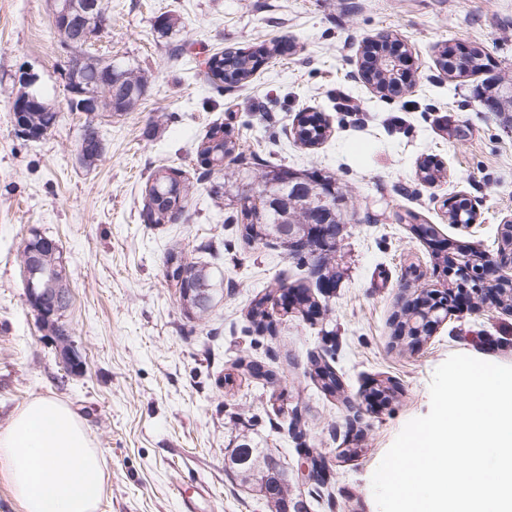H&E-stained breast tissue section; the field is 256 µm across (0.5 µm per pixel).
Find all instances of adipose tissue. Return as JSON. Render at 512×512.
Returning <instances> with one entry per match:
<instances>
[{"mask_svg": "<svg viewBox=\"0 0 512 512\" xmlns=\"http://www.w3.org/2000/svg\"><path fill=\"white\" fill-rule=\"evenodd\" d=\"M104 458L61 400L39 397L0 429V471L23 512H97Z\"/></svg>", "mask_w": 512, "mask_h": 512, "instance_id": "adipose-tissue-1", "label": "adipose tissue"}]
</instances>
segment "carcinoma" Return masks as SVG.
<instances>
[{
    "label": "carcinoma",
    "instance_id": "carcinoma-1",
    "mask_svg": "<svg viewBox=\"0 0 512 512\" xmlns=\"http://www.w3.org/2000/svg\"><path fill=\"white\" fill-rule=\"evenodd\" d=\"M368 59L369 75L366 79L379 93L388 97L396 94L390 70L383 67L382 57L365 52ZM112 66L116 76V86L112 95L101 94L105 105L112 112H128L141 99L146 78L137 67L118 62L110 64L96 61L85 66V72L78 77L79 82L91 83L96 72ZM254 55L243 51L225 53L211 59L209 67L211 79L216 84H239L247 80L256 70ZM488 66L487 58L479 51L466 55L454 54L447 46L442 51V67L448 75L465 77L478 73ZM486 105L494 112H512V96L504 94L502 78L487 79ZM56 112H42L34 105L25 112L15 113V125L20 127L18 136L26 140L44 138L55 126ZM83 149L78 151L81 162L92 164L104 154V144L98 124L88 120L83 126ZM326 134V124L321 115L301 116L297 135L300 141L313 145ZM238 157L236 142L224 131V127L210 129L197 147L198 163L205 175L224 174V159L231 155ZM178 169L159 165L153 168L146 180L152 185L153 206L150 215L155 224H175L185 213L195 186L186 179L174 177ZM216 194L227 200L231 212L225 222L241 225L242 237L248 243H275L283 253L297 264H309V255L317 254L321 276L315 278V287L329 288L336 282V245L342 240L346 225L349 224L347 193L330 175L313 170L298 171L286 165L267 166L253 171L244 167L230 174L226 181L217 185ZM328 200L321 201V196ZM40 254V269L57 280L66 279V268L62 264L59 248H44L41 238L31 236L21 245L20 256L27 260L33 252ZM166 279L179 290V297L188 299L195 317L199 320L214 307L219 292L224 288V279L217 278L209 264L193 260L175 248L168 252L166 259ZM280 300L284 311L294 310L303 315L320 314L318 302L308 289H291L284 282L275 288H265L250 304V318L258 330L270 326L268 303ZM404 319L396 324L395 335L402 333L412 336L424 320L436 319L442 313H431L427 308L416 310L411 304L403 308ZM314 377L320 382L322 391L330 396L341 394L342 387L336 372L327 364L315 362ZM229 468L241 482L255 489L259 496L266 498L269 512H285L288 504L289 487L285 473L278 461L266 448H252L243 444L230 456Z\"/></svg>",
    "mask_w": 512,
    "mask_h": 512
}]
</instances>
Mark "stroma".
<instances>
[{"instance_id":"1","label":"stroma","mask_w":512,"mask_h":512,"mask_svg":"<svg viewBox=\"0 0 512 512\" xmlns=\"http://www.w3.org/2000/svg\"><path fill=\"white\" fill-rule=\"evenodd\" d=\"M52 12L53 0H0V429L35 398L69 404L104 457L98 512H181L182 490L201 482L213 494L202 512H268L229 468L242 444L272 450L289 503L304 512H378L372 475L404 425L428 414L436 368L454 354L512 366V309L480 293L416 348L394 334L405 301L448 286L439 241L492 255L512 224V112L487 111L482 76L453 78L440 63L444 46L475 49L512 79V0H108L97 47L148 82L132 110L102 118L105 153L91 166L77 158L87 116L68 109V55ZM163 14L176 21L165 35L154 28ZM383 35L409 56L396 96L359 75L366 45ZM270 48L247 85L220 90L207 78L215 54ZM27 73L58 114L37 141L14 130ZM344 96L359 111H345ZM312 112L328 129L308 146L296 131ZM219 125L248 161L318 169L346 186L355 216L336 251V285L315 293L326 313L278 311L262 333L248 320L263 286L315 279L225 223L218 178L201 176L196 157ZM429 162L441 168L431 183L421 171ZM160 164L196 182L176 224L141 217ZM460 197L474 210L467 226L448 214ZM410 213L435 240L413 233ZM34 230L60 246L65 321L85 373L64 369L25 300L19 252ZM176 244L223 274L224 295L204 320L186 317L166 281ZM317 358L335 369L343 398L311 378ZM251 364L272 383L256 385ZM309 454L322 458L327 482L305 478Z\"/></svg>"}]
</instances>
